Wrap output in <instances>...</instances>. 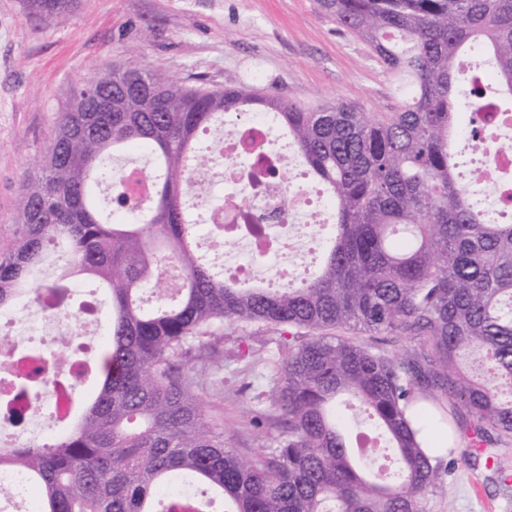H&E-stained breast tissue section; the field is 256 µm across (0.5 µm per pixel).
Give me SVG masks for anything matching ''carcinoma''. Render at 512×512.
Masks as SVG:
<instances>
[{
    "label": "carcinoma",
    "instance_id": "obj_1",
    "mask_svg": "<svg viewBox=\"0 0 512 512\" xmlns=\"http://www.w3.org/2000/svg\"><path fill=\"white\" fill-rule=\"evenodd\" d=\"M51 18L74 0H28ZM363 40L408 96L395 112L344 102L310 110L246 87L214 88L145 64L108 65L74 92L52 148L27 176L22 231L0 257V311L79 278L106 296L97 388L47 445L0 447L37 492V512H176L183 494L224 512H423L448 470L479 462L502 484L495 448L512 441V220L478 206L450 151H484L483 112L512 96V0H319ZM478 47L491 80L458 60ZM112 100V111L101 112ZM266 113L332 203L333 235L299 282L252 287L199 249L188 198L214 163L202 145L232 116ZM148 158L155 189L133 214L95 189L119 159ZM161 292L146 306L147 292ZM279 333L268 405L278 436L244 461L200 396L223 366L224 321ZM417 339L391 352L376 336ZM37 382L5 398L14 423ZM467 445L456 452L461 411Z\"/></svg>",
    "mask_w": 512,
    "mask_h": 512
}]
</instances>
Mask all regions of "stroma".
Segmentation results:
<instances>
[{
	"label": "stroma",
	"mask_w": 512,
	"mask_h": 512,
	"mask_svg": "<svg viewBox=\"0 0 512 512\" xmlns=\"http://www.w3.org/2000/svg\"><path fill=\"white\" fill-rule=\"evenodd\" d=\"M180 79L247 87L314 109L336 101L360 112H392L401 82L360 40L339 30L317 0H77L51 21L26 0H0V253L17 238L16 204L32 161L46 155L57 118L75 87L107 64L133 62ZM241 332L224 325V436L239 455L278 436L249 422L253 398L266 390L278 356L270 333L252 340L253 357L236 351ZM423 512H512V488L484 466H462L441 490L427 493Z\"/></svg>",
	"instance_id": "stroma-1"
}]
</instances>
